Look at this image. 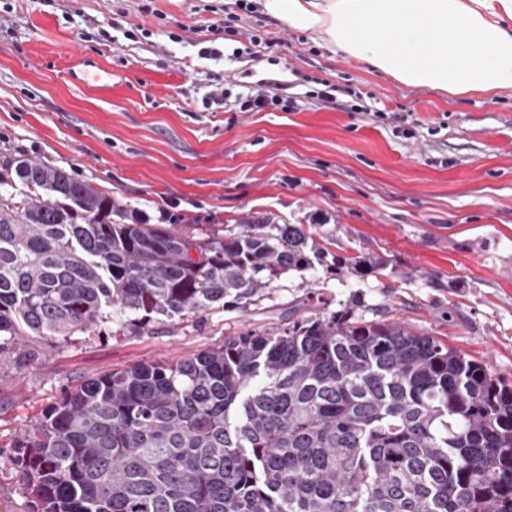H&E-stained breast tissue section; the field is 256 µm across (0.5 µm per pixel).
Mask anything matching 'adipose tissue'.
I'll use <instances>...</instances> for the list:
<instances>
[{
    "label": "adipose tissue",
    "mask_w": 512,
    "mask_h": 512,
    "mask_svg": "<svg viewBox=\"0 0 512 512\" xmlns=\"http://www.w3.org/2000/svg\"><path fill=\"white\" fill-rule=\"evenodd\" d=\"M288 28L408 86L512 88V0H260Z\"/></svg>",
    "instance_id": "1"
}]
</instances>
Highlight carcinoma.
<instances>
[{"instance_id": "carcinoma-1", "label": "carcinoma", "mask_w": 512, "mask_h": 512, "mask_svg": "<svg viewBox=\"0 0 512 512\" xmlns=\"http://www.w3.org/2000/svg\"><path fill=\"white\" fill-rule=\"evenodd\" d=\"M326 256L301 223L152 224L18 159L0 171V355L117 318L245 310ZM384 265L365 252L337 269ZM10 448L33 512H512V386L344 310L82 380Z\"/></svg>"}]
</instances>
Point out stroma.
I'll return each mask as SVG.
<instances>
[{"instance_id":"obj_1","label":"stroma","mask_w":512,"mask_h":512,"mask_svg":"<svg viewBox=\"0 0 512 512\" xmlns=\"http://www.w3.org/2000/svg\"><path fill=\"white\" fill-rule=\"evenodd\" d=\"M232 3L0 0V164L63 167L155 224L318 216L330 255L369 252L386 268L343 276L319 262L244 311L216 305L142 328L108 323L98 336L23 339L40 356L0 364V446L78 380L343 308L400 320L512 385V89L451 100L263 12L228 21ZM253 28L275 47L231 59L237 31ZM206 48L224 59L202 58ZM81 57L111 70L110 90L70 81ZM271 79L291 111L242 110ZM327 82L332 103L320 97ZM215 83L226 108L206 104Z\"/></svg>"}]
</instances>
